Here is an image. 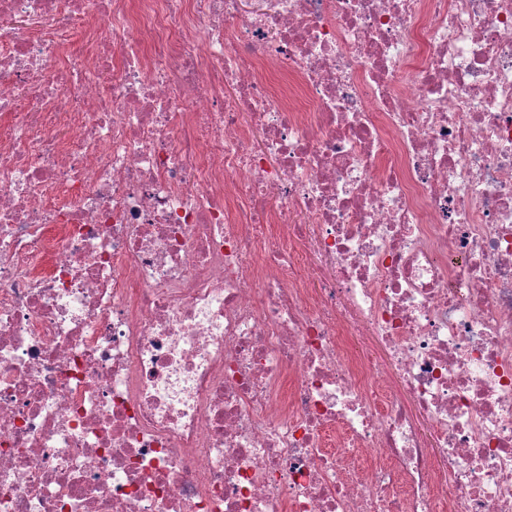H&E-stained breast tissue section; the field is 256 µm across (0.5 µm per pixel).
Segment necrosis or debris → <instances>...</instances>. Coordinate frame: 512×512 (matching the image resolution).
I'll return each mask as SVG.
<instances>
[{
	"mask_svg": "<svg viewBox=\"0 0 512 512\" xmlns=\"http://www.w3.org/2000/svg\"><path fill=\"white\" fill-rule=\"evenodd\" d=\"M0 512H512V0H0Z\"/></svg>",
	"mask_w": 512,
	"mask_h": 512,
	"instance_id": "necrosis-or-debris-1",
	"label": "necrosis or debris"
}]
</instances>
